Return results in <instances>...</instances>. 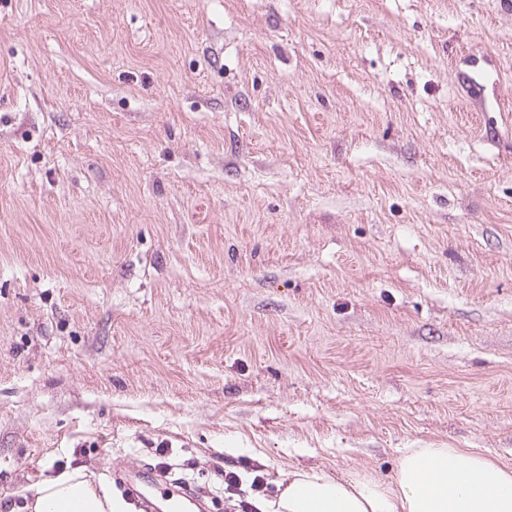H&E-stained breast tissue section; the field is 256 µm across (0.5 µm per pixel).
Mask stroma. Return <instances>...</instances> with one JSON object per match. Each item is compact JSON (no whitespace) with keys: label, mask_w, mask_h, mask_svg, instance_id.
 Here are the masks:
<instances>
[{"label":"stroma","mask_w":512,"mask_h":512,"mask_svg":"<svg viewBox=\"0 0 512 512\" xmlns=\"http://www.w3.org/2000/svg\"><path fill=\"white\" fill-rule=\"evenodd\" d=\"M407 448L512 468V0H0V503Z\"/></svg>","instance_id":"obj_1"}]
</instances>
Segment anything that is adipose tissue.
I'll use <instances>...</instances> for the list:
<instances>
[{
  "mask_svg": "<svg viewBox=\"0 0 512 512\" xmlns=\"http://www.w3.org/2000/svg\"><path fill=\"white\" fill-rule=\"evenodd\" d=\"M26 512H126L128 505L79 470L42 480ZM263 512H512V468L475 448H408L392 480L369 474L334 479L294 471Z\"/></svg>",
  "mask_w": 512,
  "mask_h": 512,
  "instance_id": "ef3b65f1",
  "label": "adipose tissue"
}]
</instances>
